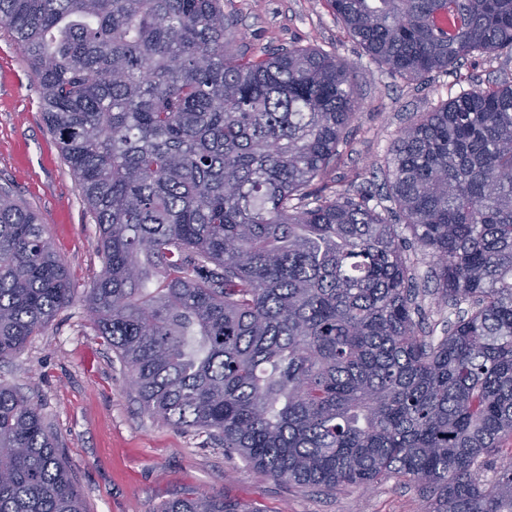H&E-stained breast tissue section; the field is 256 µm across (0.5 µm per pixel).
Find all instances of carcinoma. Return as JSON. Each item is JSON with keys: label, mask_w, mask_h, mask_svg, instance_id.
I'll return each mask as SVG.
<instances>
[{"label": "carcinoma", "mask_w": 512, "mask_h": 512, "mask_svg": "<svg viewBox=\"0 0 512 512\" xmlns=\"http://www.w3.org/2000/svg\"><path fill=\"white\" fill-rule=\"evenodd\" d=\"M391 76L512 53V0H328ZM101 234L87 295L142 408L275 481L394 477L427 512H512V84L422 112L388 201L313 189L359 109L351 70L232 50L224 0H0ZM455 313L426 330L406 251ZM72 286L39 217L0 192V359ZM0 512H87L40 408L0 384ZM162 512H251L224 492Z\"/></svg>", "instance_id": "cac0c4a2"}]
</instances>
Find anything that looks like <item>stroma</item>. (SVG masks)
<instances>
[{
    "mask_svg": "<svg viewBox=\"0 0 512 512\" xmlns=\"http://www.w3.org/2000/svg\"><path fill=\"white\" fill-rule=\"evenodd\" d=\"M237 23L238 52L258 55L313 46L347 61L359 103L323 179L340 192L371 187L383 201L390 148L419 113L472 86L512 81V56L467 57L425 82L391 77L336 19L327 0H224ZM39 214L45 236L73 284L69 304L0 361V383L35 401L72 468L89 512H161L169 500L223 491L253 512H424L418 487L389 478L373 488L323 492L270 479L225 454L209 434L183 432L142 411L127 368L96 335L86 296L100 271V233L77 181L48 132L39 78L23 50L0 28V187ZM427 329L442 334L450 310L428 293L429 263L407 252Z\"/></svg>",
    "mask_w": 512,
    "mask_h": 512,
    "instance_id": "stroma-1",
    "label": "stroma"
}]
</instances>
